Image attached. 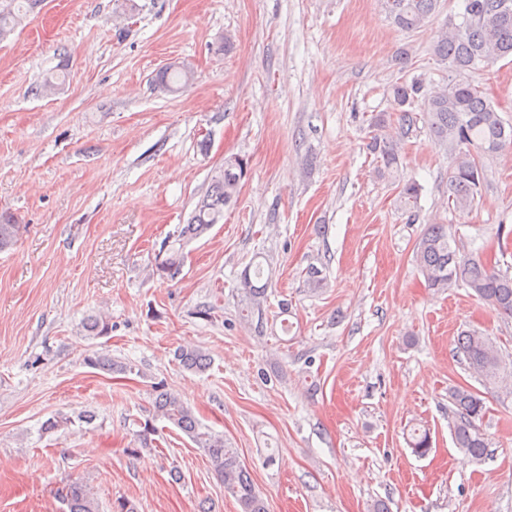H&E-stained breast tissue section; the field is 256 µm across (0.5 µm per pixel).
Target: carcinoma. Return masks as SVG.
Listing matches in <instances>:
<instances>
[{"label": "carcinoma", "instance_id": "carcinoma-1", "mask_svg": "<svg viewBox=\"0 0 512 512\" xmlns=\"http://www.w3.org/2000/svg\"><path fill=\"white\" fill-rule=\"evenodd\" d=\"M390 22L399 30L415 33L423 30L439 9V0H380ZM460 23L449 22L432 43V55L454 78L445 87L433 92L424 90L422 80L401 78L391 86L403 110L399 115V137L379 133L368 143L369 151L379 163L382 177L399 174L401 141L413 134L418 122H424L434 144L448 152V203L467 209L475 203L484 181L482 159L512 148V124L505 122L495 106L479 87L464 77L465 72L480 64L490 65L512 55V0H463ZM20 17L7 4L0 6V39L19 23ZM192 80L190 71L170 64L158 71L155 82L159 87L176 92ZM422 103L421 111L415 105ZM250 171L249 159L241 155L224 158L210 176L209 186L196 204L187 223L180 226L172 242H164L155 257L152 274L161 280L175 278L184 262V247L205 236L214 225L224 220V207L237 196L242 181ZM421 187L414 181L401 183L400 202L408 208L417 204ZM21 225L9 214L0 215V250L11 246L18 238ZM448 225L430 224L416 249L418 267L428 287L441 291L466 288L469 293L487 303L497 314L512 318V277L489 267L479 256L465 257L452 245ZM262 264L250 265L241 282L246 298L243 318L257 320L261 328L268 283L262 282ZM88 336L105 337L112 331L109 319L88 315L82 323ZM457 351L470 370L476 373L484 387L498 388L512 379V362L499 353L490 337L469 329L457 337ZM175 360L187 371L204 372L211 359L195 345H183L175 351ZM84 362L91 368L107 372H133L131 363L94 352ZM454 406L448 420L456 448L481 459L487 451V441L475 427V420L485 414L481 394L470 387L456 386L450 392ZM164 419L187 435L203 449L224 491L238 502L241 512H268L264 498L256 490L250 473L224 436L202 430L190 408L176 395L166 390L163 382L154 385L153 413L139 423L137 440L145 447L157 432L154 421ZM410 446L413 453L424 457L431 450L427 431L413 430ZM66 506L63 512H99L98 503L86 485L71 481L57 491Z\"/></svg>", "mask_w": 512, "mask_h": 512}]
</instances>
